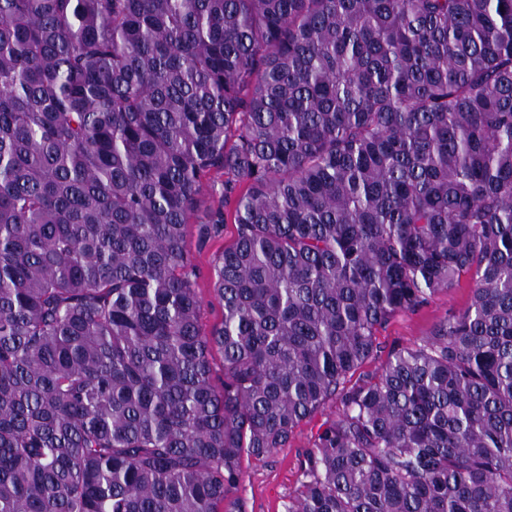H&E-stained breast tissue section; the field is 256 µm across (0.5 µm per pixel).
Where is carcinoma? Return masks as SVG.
I'll return each mask as SVG.
<instances>
[{"mask_svg":"<svg viewBox=\"0 0 512 512\" xmlns=\"http://www.w3.org/2000/svg\"><path fill=\"white\" fill-rule=\"evenodd\" d=\"M330 402L288 512H512V0H0V512H236ZM196 225L189 224L187 227L186 249L193 262L201 271L197 284V291L202 301L200 322L203 328L208 331L213 326L219 324L222 319V308L214 298L211 290L210 272L213 259L224 250V245L232 241L236 230L235 225L228 221L221 237L201 245L197 239ZM471 294V283L463 278L449 292L442 291L416 312L395 315L380 332L387 352L391 346L412 347L422 342L437 323L451 312L462 309Z\"/></svg>","mask_w":512,"mask_h":512,"instance_id":"1","label":"carcinoma"}]
</instances>
